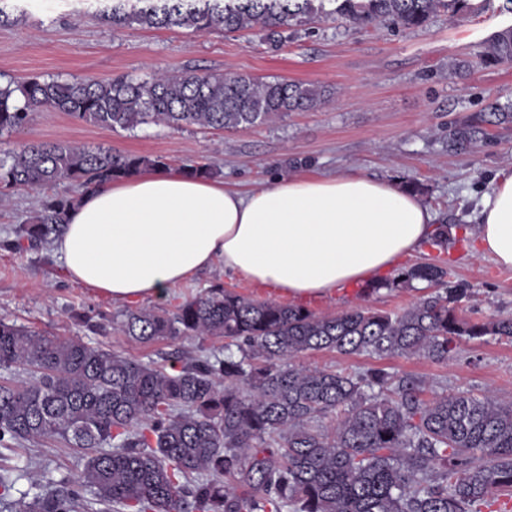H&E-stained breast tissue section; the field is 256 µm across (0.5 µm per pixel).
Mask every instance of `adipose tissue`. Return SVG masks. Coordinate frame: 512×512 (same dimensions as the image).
<instances>
[{"label":"adipose tissue","instance_id":"adipose-tissue-1","mask_svg":"<svg viewBox=\"0 0 512 512\" xmlns=\"http://www.w3.org/2000/svg\"><path fill=\"white\" fill-rule=\"evenodd\" d=\"M435 232L417 194L354 172L242 192L155 168L87 193L53 247L66 276L115 300L162 296L220 261L303 305L381 282ZM473 236L480 255L512 268V174L483 195Z\"/></svg>","mask_w":512,"mask_h":512}]
</instances>
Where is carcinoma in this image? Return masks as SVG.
Instances as JSON below:
<instances>
[{
  "label": "carcinoma",
  "instance_id": "cac0c4a2",
  "mask_svg": "<svg viewBox=\"0 0 512 512\" xmlns=\"http://www.w3.org/2000/svg\"><path fill=\"white\" fill-rule=\"evenodd\" d=\"M114 29L260 27L273 46L306 17L352 28L389 22L413 29L431 15L473 13L470 0H109ZM488 63L512 61V28L484 44ZM324 90L248 75L183 73L148 79H41L0 86V138L37 112H62L112 130L142 125L237 129L320 105ZM512 122L496 106L448 130V151L486 126ZM170 167L167 158L104 145L28 144L0 149V192L71 183L80 192ZM78 197L48 195L5 247L51 244ZM435 290L401 312L358 305L334 316L247 298L215 285L175 311L140 308L117 330L136 341L224 339V356L199 348L177 366L124 357L81 336L61 337L0 318V448L60 439L94 450L84 468L17 488L0 469V507L19 512H512V404L461 391L425 401L416 380L383 368L308 369L293 360L334 351L384 360L446 363L463 340L512 342V315L463 314L468 297L447 262L403 268L394 287ZM105 335L112 319L71 315ZM19 498H14V495Z\"/></svg>",
  "mask_w": 512,
  "mask_h": 512
}]
</instances>
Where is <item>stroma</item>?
I'll return each mask as SVG.
<instances>
[{
	"mask_svg": "<svg viewBox=\"0 0 512 512\" xmlns=\"http://www.w3.org/2000/svg\"><path fill=\"white\" fill-rule=\"evenodd\" d=\"M504 0H487L483 10L455 18L435 14L427 25L395 29L379 25L349 29L338 21H304L288 31L282 45L271 46L261 28L200 34L188 28L114 29L100 18L105 0H6L9 21L0 26V82L31 77L108 80L129 75L193 71L284 78L321 87L327 99L307 112H290L267 124L212 132L195 127L144 126L111 130L60 112H41L23 130L8 137L9 147L31 142H66L112 146L122 153L161 155L172 167L209 163L229 187L247 189L288 174L356 172L400 183H419L421 199L438 223L448 225L445 253L422 244L403 265L444 256L453 281L470 288L464 309L490 317L512 313V269L479 256L465 236L479 220V202L498 176L512 173V124L492 126L473 148L448 150V129L492 104L512 103V64L484 62L485 42L512 27ZM462 62L463 76L451 68ZM45 191L21 189L0 195V317L48 330L79 335L70 314L86 307L121 320L127 302L112 300L68 279L52 248L15 251L3 242L45 198ZM255 300H265L258 285L228 275L222 263L196 274L161 297H147L145 307L175 309L214 285ZM99 344L141 362L168 363L176 352L205 346L220 355L224 341L210 337L162 340L149 345L114 331ZM310 369L367 371L385 368L398 377L421 381L422 397L467 391L492 394L512 403V342L462 341L448 363L418 357L382 361L332 351L301 355ZM43 458L57 474L82 469L84 451L48 440L27 443L9 463L26 487L30 455Z\"/></svg>",
	"mask_w": 512,
	"mask_h": 512,
	"instance_id": "1",
	"label": "stroma"
}]
</instances>
